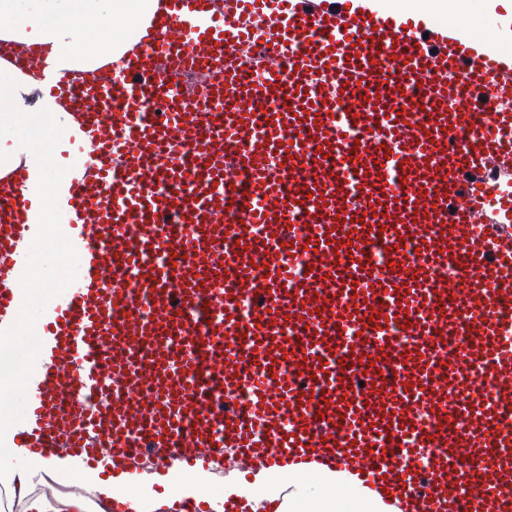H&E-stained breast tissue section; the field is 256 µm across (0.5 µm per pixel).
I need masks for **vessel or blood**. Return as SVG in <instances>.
<instances>
[{"label":"vessel or blood","instance_id":"1","mask_svg":"<svg viewBox=\"0 0 512 512\" xmlns=\"http://www.w3.org/2000/svg\"><path fill=\"white\" fill-rule=\"evenodd\" d=\"M483 6L475 32L394 0H157L82 84L33 47L82 153L14 454L327 467L394 512H512V10ZM34 178L0 169V340L30 308Z\"/></svg>","mask_w":512,"mask_h":512}]
</instances>
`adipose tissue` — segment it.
<instances>
[{
	"label": "adipose tissue",
	"instance_id": "adipose-tissue-1",
	"mask_svg": "<svg viewBox=\"0 0 512 512\" xmlns=\"http://www.w3.org/2000/svg\"><path fill=\"white\" fill-rule=\"evenodd\" d=\"M153 8V0H0V33L44 45L65 67L80 69L119 52L128 32L139 29ZM0 114L22 126L16 151L0 162L9 166L27 160L37 170L33 193L51 197L57 177L44 166L55 160L57 144L63 139L61 106L39 78L14 73L1 64ZM5 458L0 451V488L9 501L20 505L21 512H94L116 485L112 477L96 471L68 472L53 460L38 462L31 471L11 467ZM54 483L59 491H51ZM71 484L79 486V493L68 492ZM188 494L206 502L242 496L256 507L274 505L276 512H393L391 505L345 472L325 469L304 474L295 467L278 466L248 474L230 471L220 492L200 475L181 470L163 493L152 491L144 482L129 499L138 506L170 505Z\"/></svg>",
	"mask_w": 512,
	"mask_h": 512
}]
</instances>
